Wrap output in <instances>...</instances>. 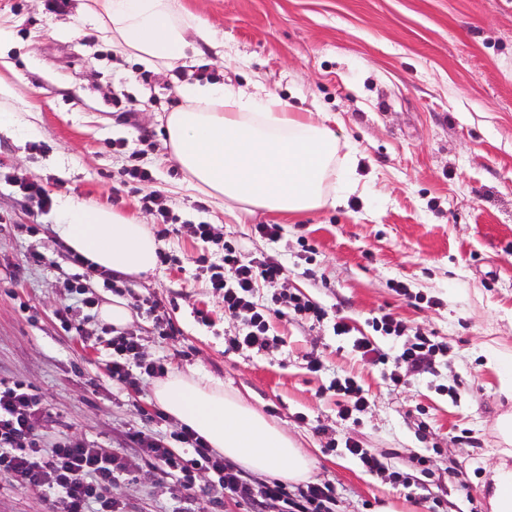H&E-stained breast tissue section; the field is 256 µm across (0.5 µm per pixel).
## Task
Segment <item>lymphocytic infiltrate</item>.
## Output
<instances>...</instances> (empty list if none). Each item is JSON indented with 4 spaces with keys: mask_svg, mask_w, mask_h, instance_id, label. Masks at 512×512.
Instances as JSON below:
<instances>
[{
    "mask_svg": "<svg viewBox=\"0 0 512 512\" xmlns=\"http://www.w3.org/2000/svg\"><path fill=\"white\" fill-rule=\"evenodd\" d=\"M190 232L202 242L221 247L222 262L207 268L210 287L223 295L224 312L237 319L241 329L228 340L230 348L262 350L276 344L270 336L271 316L290 314L323 318L324 310L300 294L272 295L260 304L255 293L260 285L274 284L284 276L283 266L270 257L244 260L238 249L222 240L214 225H191ZM374 331L403 338L399 361L415 374L428 372L447 345L408 328L385 314L374 319ZM112 357L107 370L113 383L134 388L140 377L159 378L168 372L164 362L146 358L137 334L122 332L111 340ZM51 419L41 398L29 386L0 378V472L11 474L21 486L37 491L50 503L51 512H134L131 504L114 498L113 487L128 471L118 456L83 438L68 434L50 448L42 446V430ZM125 442L143 460L174 482L177 505L173 512H192L199 495L209 497L213 512H223L225 502L260 508L279 504L281 512H335L336 487L328 481L311 482L292 491L276 479L258 481L232 461L209 448L189 426L170 436L133 430ZM208 478L197 486L196 475Z\"/></svg>",
    "mask_w": 512,
    "mask_h": 512,
    "instance_id": "1",
    "label": "lymphocytic infiltrate"
}]
</instances>
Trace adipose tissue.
<instances>
[{"label":"adipose tissue","instance_id":"obj_1","mask_svg":"<svg viewBox=\"0 0 512 512\" xmlns=\"http://www.w3.org/2000/svg\"><path fill=\"white\" fill-rule=\"evenodd\" d=\"M95 32L116 54L146 69L195 66L202 48L223 56L224 41L178 0H86L74 36ZM181 103L165 120L167 160L184 174L178 188L209 196L220 210L299 214L345 206L352 180L335 185L337 165L354 172V152L340 153L324 120L291 110L280 98L219 82L186 79ZM58 230L98 268L140 276L157 263L158 243L136 219L70 198L59 201ZM155 401L210 448L241 467L288 483L309 481L308 449L221 382L172 371L155 381Z\"/></svg>","mask_w":512,"mask_h":512}]
</instances>
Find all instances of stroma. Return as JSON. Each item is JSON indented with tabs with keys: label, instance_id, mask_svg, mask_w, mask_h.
<instances>
[{
	"label": "stroma",
	"instance_id": "35a3bbf8",
	"mask_svg": "<svg viewBox=\"0 0 512 512\" xmlns=\"http://www.w3.org/2000/svg\"><path fill=\"white\" fill-rule=\"evenodd\" d=\"M179 2L224 38L223 60L202 57L203 79L328 116L341 145L357 151L355 191L344 208L233 218L205 195L178 190L182 171L159 161L162 116L180 102L170 73L116 58L96 35L73 37L82 0L62 13L46 0H0V80L12 89L0 107L32 113L36 125L32 134L0 132V378L40 395L53 417L44 445L73 433L107 448L130 466L114 496L136 512H167L169 480L137 469L124 443L128 429L150 426L153 381L129 393L105 371L111 351L99 338V308L119 299L149 357L223 383L311 449V479L335 484L336 512L387 503L395 512H492L485 468L499 458L494 423L512 409L485 359L492 349L512 354V0ZM133 164L152 181H128ZM26 183L42 185L51 207L25 194ZM150 193L163 197L176 226L158 239L167 262L126 277L118 291L94 279L98 305L83 307L80 269L57 231L59 196L157 232L160 217L141 202ZM201 222L244 259L283 264L284 280L261 286L259 302L300 292L324 319L275 318L279 344L227 350L240 324L202 274L222 253L191 236L189 225ZM258 224L280 225L279 236L260 237ZM138 297L165 302L175 338L159 336L152 315L134 308ZM68 306L72 326L60 316ZM199 310L210 324L197 320ZM388 312L447 344L430 373L413 375L395 360L401 339L373 331V318ZM340 317L352 335L334 333ZM361 335L393 355L389 374L354 351ZM312 354L320 371L307 368ZM348 376L369 403L345 418L331 385ZM349 440L383 456L386 472L365 471ZM421 455L432 458L433 474L416 473ZM450 467L456 478H447ZM396 472L415 479L393 480ZM0 512L49 508L1 473Z\"/></svg>",
	"mask_w": 512,
	"mask_h": 512
}]
</instances>
